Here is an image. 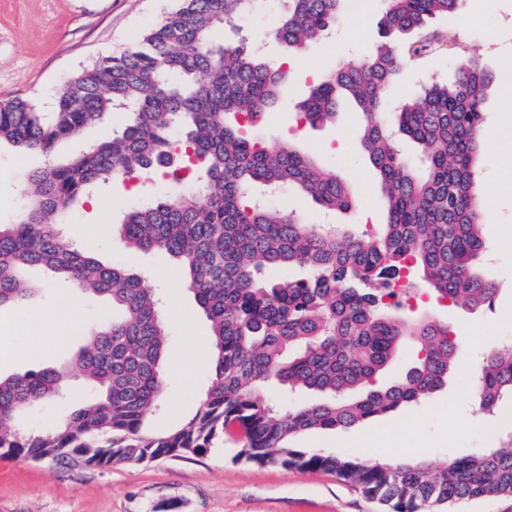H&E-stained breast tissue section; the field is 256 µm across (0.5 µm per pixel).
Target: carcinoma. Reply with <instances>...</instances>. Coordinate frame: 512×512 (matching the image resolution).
<instances>
[{
    "label": "carcinoma",
    "instance_id": "1",
    "mask_svg": "<svg viewBox=\"0 0 512 512\" xmlns=\"http://www.w3.org/2000/svg\"><path fill=\"white\" fill-rule=\"evenodd\" d=\"M265 0H181L118 55L98 58L69 82L46 121L34 103L0 99V144L48 157L114 112L112 140L29 173L28 206L0 224V307L32 293L24 273L40 267L83 294L105 297L112 318L93 328L76 356L98 391L47 432H24L35 404L60 396L54 367L0 377V457L81 466L138 465L207 451L231 429L236 458L285 470L328 472L389 512H445L464 499L512 496V438L499 448L432 462L382 459L366 448L328 454L295 448L301 434L348 431L422 403L448 382L459 338L446 323L386 301L393 280L419 273L439 303L489 305L494 281L476 267L484 237L478 172L484 103L493 76L468 56L445 81L405 91L387 112L404 63L426 58L443 36L438 17L465 19L466 0H385L379 37L363 58L335 65L296 104L301 123L334 120L349 99L375 168L387 222L340 232L294 213L245 204L265 186L295 188L326 211L355 204L350 186L289 142L260 144L253 130L279 106L288 70L258 53L241 19ZM270 40L301 53L324 38L352 0H277ZM419 147L423 167L400 153L395 133ZM158 170L178 188L126 213L120 231L135 251L178 262L210 322L213 367L195 413L162 431L146 420L161 405L171 330L156 291L138 274L82 251L63 224L100 184ZM302 270L295 280L275 273ZM411 368L378 382L402 351ZM319 398L288 406L281 398ZM512 397V350L490 353L474 383L477 411Z\"/></svg>",
    "mask_w": 512,
    "mask_h": 512
}]
</instances>
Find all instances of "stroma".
Returning a JSON list of instances; mask_svg holds the SVG:
<instances>
[{"label":"stroma","instance_id":"1","mask_svg":"<svg viewBox=\"0 0 512 512\" xmlns=\"http://www.w3.org/2000/svg\"><path fill=\"white\" fill-rule=\"evenodd\" d=\"M179 0H0V97L37 103L51 113L56 97L73 76L104 55L131 47L147 27L177 8ZM383 0H364L344 12L331 39L306 48L303 65L294 67L283 94L304 97L313 72L361 58L378 38ZM468 21L432 23L454 32L458 50L478 55L495 74L486 96L485 129L496 130L499 142L485 149L483 215L491 245L479 268L493 278L497 293L492 306L476 312L424 299L425 317L453 326L459 337L457 364L447 385L420 407H405L376 419L387 442L373 445L380 457H418L435 461L498 447L512 431V399L501 401L492 421L479 420L472 376L484 354L512 342V0H469ZM447 44L427 58L409 62L403 81L389 92L398 99L407 82L447 78L454 68ZM357 115L341 106L331 125L310 127L286 111L254 131L258 142L292 139L296 148L334 169L353 186L356 205L324 216L320 207L295 190L268 199L274 210H288L307 223L329 222L344 230H373L387 213L376 173L360 151ZM39 154L17 155L0 148V224L16 222L26 206L22 180L43 168ZM162 176L140 181L117 180L100 185L94 203L75 211L67 231L76 245L108 263H120L141 275L148 288L163 293L171 324L165 365L164 405L150 426L170 428L192 416L210 377L202 357L209 351L210 327L177 263L155 253L130 251L114 226L124 212L165 194ZM36 296L0 308V375L7 377L35 367L68 365L90 329L111 318L102 299L88 301L67 282L34 274ZM79 303L80 318L68 329L66 344H55L32 330L31 312L53 314ZM92 390L72 377L62 396L32 409L29 429L50 428L67 407L91 399ZM236 436L200 455L161 459L137 466L97 467L35 463L0 458V512H384L383 506L335 475L286 471L251 465L235 458Z\"/></svg>","mask_w":512,"mask_h":512}]
</instances>
